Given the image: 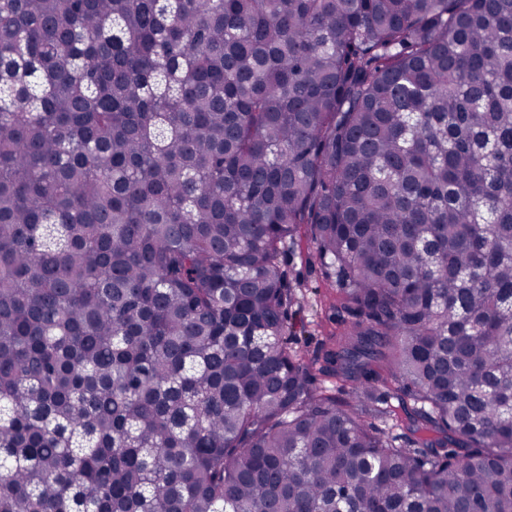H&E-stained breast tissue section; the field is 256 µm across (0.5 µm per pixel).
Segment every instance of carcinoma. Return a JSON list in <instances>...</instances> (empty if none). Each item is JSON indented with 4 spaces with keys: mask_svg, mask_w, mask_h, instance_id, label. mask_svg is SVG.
Listing matches in <instances>:
<instances>
[{
    "mask_svg": "<svg viewBox=\"0 0 512 512\" xmlns=\"http://www.w3.org/2000/svg\"><path fill=\"white\" fill-rule=\"evenodd\" d=\"M0 512H512V0H0ZM281 263L287 285L299 289L304 296L301 305L293 307L291 312L293 323L297 322L295 346L313 358L322 340L336 327L330 308L336 300V286L327 278L316 258L314 245L306 238L287 245Z\"/></svg>",
    "mask_w": 512,
    "mask_h": 512,
    "instance_id": "carcinoma-1",
    "label": "carcinoma"
}]
</instances>
